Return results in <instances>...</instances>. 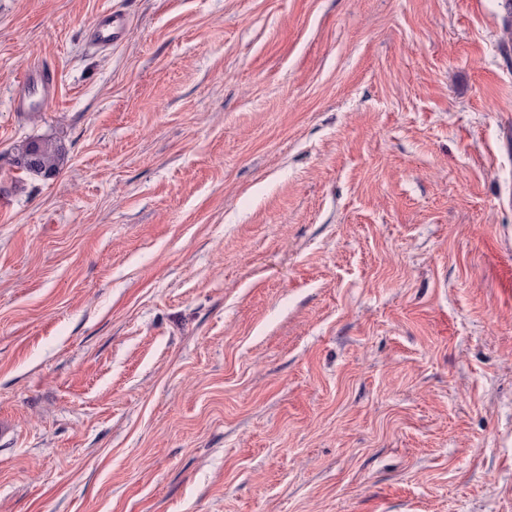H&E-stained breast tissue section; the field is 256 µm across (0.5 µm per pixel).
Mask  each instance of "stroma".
Instances as JSON below:
<instances>
[{
	"label": "stroma",
	"instance_id": "obj_1",
	"mask_svg": "<svg viewBox=\"0 0 512 512\" xmlns=\"http://www.w3.org/2000/svg\"><path fill=\"white\" fill-rule=\"evenodd\" d=\"M505 19L0 0V512H512ZM129 25L126 13L112 10L98 16L89 28L90 43L96 48L112 47L124 38ZM57 89V77L50 66L35 65L26 71L18 82V90L14 95L13 105L15 111L27 112L36 103L35 94H54ZM10 155V166L45 179L56 176L64 164L62 147L51 138L26 139Z\"/></svg>",
	"mask_w": 512,
	"mask_h": 512
}]
</instances>
